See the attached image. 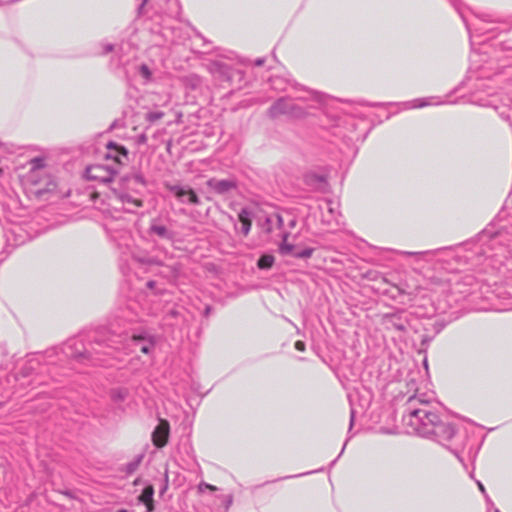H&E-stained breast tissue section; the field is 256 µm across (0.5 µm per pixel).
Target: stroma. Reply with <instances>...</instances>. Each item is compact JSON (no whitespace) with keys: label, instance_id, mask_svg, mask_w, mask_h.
Listing matches in <instances>:
<instances>
[{"label":"stroma","instance_id":"1","mask_svg":"<svg viewBox=\"0 0 512 512\" xmlns=\"http://www.w3.org/2000/svg\"><path fill=\"white\" fill-rule=\"evenodd\" d=\"M479 60L458 96L512 121V42L478 25ZM133 89L120 130L85 148L30 157L51 186L20 196L21 157L0 147V225L15 242L92 211L111 224L132 284L105 326L0 371V512H224L178 453L193 390L183 366L208 308L254 280L293 287L309 339L341 367L365 421L431 407L417 358L459 305L512 304V203L470 249L406 268L369 255L340 223L336 178L377 112L316 103L271 65L197 44L172 0H147L120 52ZM305 149L274 179L250 175L241 146L259 110ZM96 161L104 188L84 180ZM135 406L155 432L140 460L100 466L78 443Z\"/></svg>","mask_w":512,"mask_h":512}]
</instances>
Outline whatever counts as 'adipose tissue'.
<instances>
[{
  "instance_id": "adipose-tissue-1",
  "label": "adipose tissue",
  "mask_w": 512,
  "mask_h": 512,
  "mask_svg": "<svg viewBox=\"0 0 512 512\" xmlns=\"http://www.w3.org/2000/svg\"><path fill=\"white\" fill-rule=\"evenodd\" d=\"M146 0H0V144L27 156L102 141L127 119L119 60ZM179 25L225 56L264 62L312 101L381 113L336 182L348 237L412 268L487 238L512 201V122L456 95L478 63L475 22L512 0H174ZM304 144L254 118V177L295 167ZM130 281L111 225L92 212L17 244L0 225V368L105 325ZM291 288L225 294L185 365L195 392L181 452L224 512H512V305L473 301L418 358L448 429L371 425L345 372L307 332ZM469 434L448 445V430ZM153 418L131 407L80 442L103 466L139 460Z\"/></svg>"
}]
</instances>
